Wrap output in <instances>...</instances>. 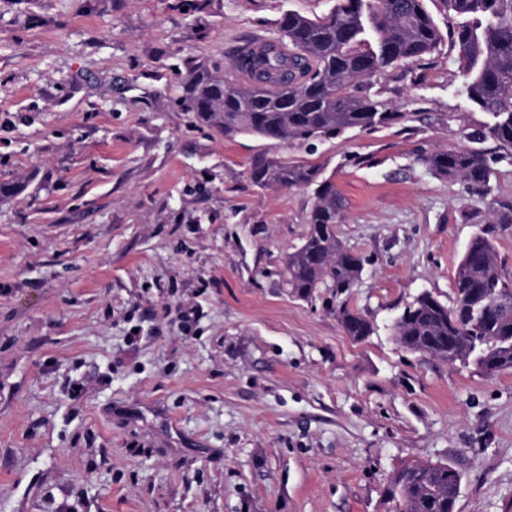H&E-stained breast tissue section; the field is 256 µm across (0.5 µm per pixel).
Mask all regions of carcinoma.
Returning <instances> with one entry per match:
<instances>
[{"mask_svg": "<svg viewBox=\"0 0 512 512\" xmlns=\"http://www.w3.org/2000/svg\"><path fill=\"white\" fill-rule=\"evenodd\" d=\"M426 0H336L326 15L309 18L288 12L279 22V43L259 55L234 61L254 79L240 85L198 64L182 85V101L196 120L233 139L250 135L274 141H302L359 129L370 130L404 117L379 100L373 78L402 63L437 51L444 38L458 48L469 102L492 117L479 135L503 150L488 159L477 149L424 155L432 174L461 178L478 194L489 189L492 164L512 161V0H443L455 25L443 34ZM258 189L315 186L302 243L284 262L286 285L303 299L324 290L346 294L361 278L365 259L347 249L336 233L342 203L336 185L321 169L303 161L258 156L247 171ZM454 297L444 304L423 293L394 321L396 340L405 348L459 362L480 372L512 369V352L501 338L512 336V281L502 277L490 231L467 244L454 276ZM336 318L346 335L362 341L370 321L345 300ZM461 473L448 463H403L392 473L387 494L397 512H455L449 493Z\"/></svg>", "mask_w": 512, "mask_h": 512, "instance_id": "carcinoma-1", "label": "carcinoma"}]
</instances>
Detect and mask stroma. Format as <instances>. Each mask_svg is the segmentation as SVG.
<instances>
[{
  "mask_svg": "<svg viewBox=\"0 0 512 512\" xmlns=\"http://www.w3.org/2000/svg\"><path fill=\"white\" fill-rule=\"evenodd\" d=\"M336 0H0V512H391L404 462L462 475L456 512H512V369L415 353L392 323L453 297L472 236L512 279V162L457 47L375 78L402 119L307 145L224 139L181 83L227 71L287 12ZM480 148L489 194L420 154ZM265 153L319 166L366 260L347 336L283 280L312 189L260 190ZM197 314L184 319L183 313ZM334 311L347 336L361 341L372 334L373 328L370 321L359 310L350 307L346 299L338 301Z\"/></svg>",
  "mask_w": 512,
  "mask_h": 512,
  "instance_id": "1",
  "label": "stroma"
}]
</instances>
